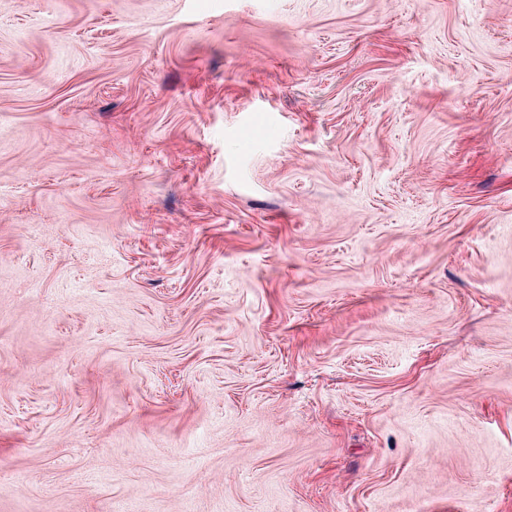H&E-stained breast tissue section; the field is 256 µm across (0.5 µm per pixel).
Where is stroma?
I'll use <instances>...</instances> for the list:
<instances>
[{
  "label": "stroma",
  "instance_id": "stroma-1",
  "mask_svg": "<svg viewBox=\"0 0 512 512\" xmlns=\"http://www.w3.org/2000/svg\"><path fill=\"white\" fill-rule=\"evenodd\" d=\"M0 512H512V0H0Z\"/></svg>",
  "mask_w": 512,
  "mask_h": 512
}]
</instances>
